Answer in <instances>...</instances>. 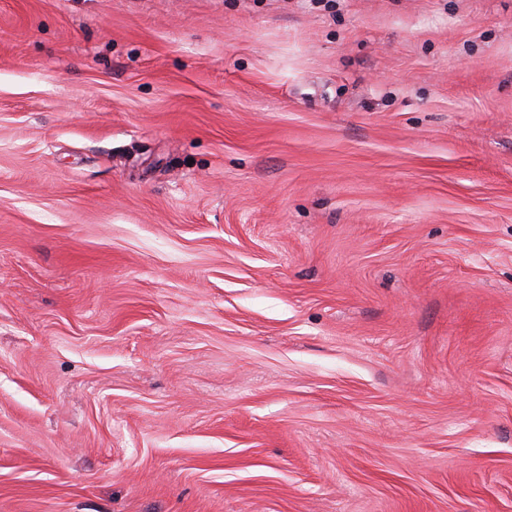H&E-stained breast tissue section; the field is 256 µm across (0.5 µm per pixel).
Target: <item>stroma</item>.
I'll list each match as a JSON object with an SVG mask.
<instances>
[{"mask_svg": "<svg viewBox=\"0 0 512 512\" xmlns=\"http://www.w3.org/2000/svg\"><path fill=\"white\" fill-rule=\"evenodd\" d=\"M0 512H512V0H0Z\"/></svg>", "mask_w": 512, "mask_h": 512, "instance_id": "35a3bbf8", "label": "stroma"}]
</instances>
